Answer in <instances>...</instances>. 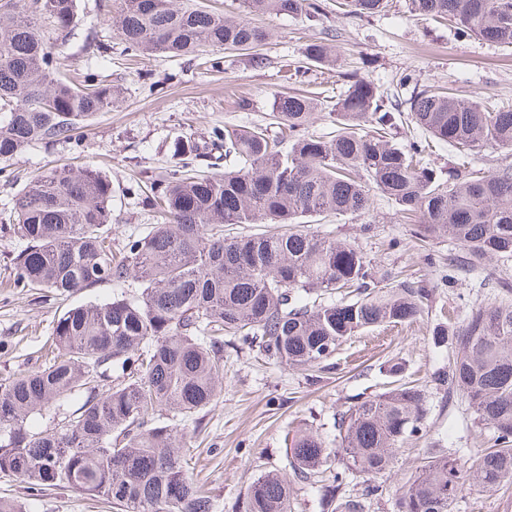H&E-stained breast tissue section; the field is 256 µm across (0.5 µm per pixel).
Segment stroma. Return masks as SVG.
Returning a JSON list of instances; mask_svg holds the SVG:
<instances>
[{
  "label": "stroma",
  "instance_id": "obj_1",
  "mask_svg": "<svg viewBox=\"0 0 512 512\" xmlns=\"http://www.w3.org/2000/svg\"><path fill=\"white\" fill-rule=\"evenodd\" d=\"M318 22L305 17L266 15L257 18L269 38L262 47L267 63L256 67L246 54L208 48L220 59L217 71H205L189 59L164 57L132 60L109 20L107 0H77L75 26L61 50L68 58L63 74L111 75L122 98L98 114L79 138L55 144L36 143L0 173V211L30 180L53 168L92 164L112 181V247L152 223L151 212L137 204L130 190L173 163L174 138L207 141L213 128L254 126L268 121L273 96L303 89L318 99L310 130L332 131L330 113L340 91L335 77L321 68H304L309 41L335 37L342 68L381 86L389 97L410 98L414 90L449 84L464 98L512 99V47L459 35L408 13L405 0H390L371 16L342 14L336 0H322ZM109 40L112 60L100 63L85 46L92 38ZM416 219L388 199L375 196L369 212L328 217L319 234L357 242L376 280L409 283L428 289L430 298L413 323L377 327L344 342L336 352L335 372L311 378L308 372L268 363L237 338L224 340V390L216 404L184 425L190 465L215 512H243L249 484L269 470H287L286 444L294 430L311 427L336 446L334 421L364 398L385 392L388 379L381 363L404 367V377L420 385L425 396L421 433L406 438L379 491L364 496L361 479H350L344 496L360 501L362 512H397L396 499L432 453L459 451L469 457L491 447L496 434L478 421L461 397H449L439 377L454 356L451 343L435 346L437 325L458 326L466 306L498 303V281H512V261L494 258L476 272H461L448 284V259L461 247L448 238L420 240ZM25 243L0 233V378L41 364L56 320L72 306L102 302L134 291V281L103 283L84 292L13 288V263ZM0 498L26 504L28 512H113L111 503L59 488L29 498L24 483L0 474ZM454 512H512V484L492 491L465 487Z\"/></svg>",
  "mask_w": 512,
  "mask_h": 512
}]
</instances>
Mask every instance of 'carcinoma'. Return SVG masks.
Segmentation results:
<instances>
[{
    "instance_id": "obj_1",
    "label": "carcinoma",
    "mask_w": 512,
    "mask_h": 512,
    "mask_svg": "<svg viewBox=\"0 0 512 512\" xmlns=\"http://www.w3.org/2000/svg\"><path fill=\"white\" fill-rule=\"evenodd\" d=\"M389 0H340L346 13L370 16ZM251 16L321 15L319 0H243ZM408 12L449 20L487 42L512 46V0H406ZM77 0H0V161L38 142H67L112 108V82L85 75L79 87L61 75L51 39L65 40ZM112 22L125 51L144 58L199 56L204 47L245 51L260 66L268 32L247 18L196 0H113ZM305 58L345 85L336 99V134L308 131L317 99L274 97L268 128L224 126L210 141H179L180 165L150 183L143 206L156 223L112 251V182L85 165L47 171L25 185L0 232L26 242L14 284L77 293L129 278L133 295L69 308L52 328L48 363L0 379V473L26 484L102 497L120 512H214L186 467L181 422L210 408L222 391L224 337L258 348L265 359L299 369L335 368L339 347L359 332L416 320L429 292L410 284L379 285L359 246L305 225L307 217L364 214L378 192L419 215L425 239L446 237L466 253L456 269L512 257V164L485 172L471 167L484 148L512 150V102L489 106L441 89L408 99L407 119L459 151L443 174L418 142L401 145L388 132L399 105L367 78L337 69L326 41L306 44ZM216 150L224 172L198 169ZM271 224L261 233L224 236V226ZM357 287L354 298L324 299ZM450 336L456 356L440 377L467 400L478 420L497 432L496 447L470 465L443 453L431 457L398 497V512H453L465 484L494 490L512 482V303L472 305L462 325L433 331ZM423 389L395 382L344 413L339 447L311 429L296 431L286 449L294 476L321 485L330 512H358L339 500L346 479L364 491L392 467L398 444L420 431ZM50 416L52 427L32 428ZM342 468H332L336 459ZM284 473L268 471L250 485L244 512H288Z\"/></svg>"
}]
</instances>
